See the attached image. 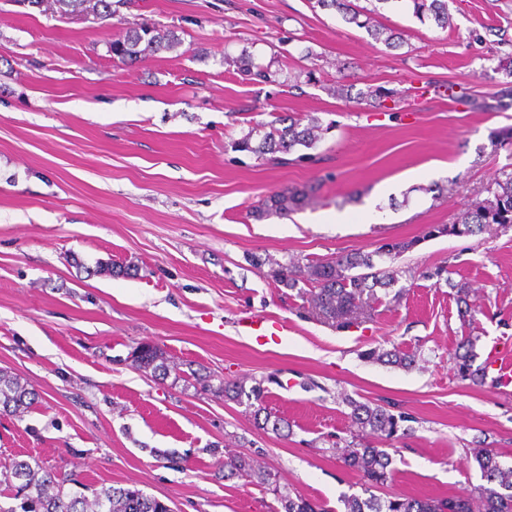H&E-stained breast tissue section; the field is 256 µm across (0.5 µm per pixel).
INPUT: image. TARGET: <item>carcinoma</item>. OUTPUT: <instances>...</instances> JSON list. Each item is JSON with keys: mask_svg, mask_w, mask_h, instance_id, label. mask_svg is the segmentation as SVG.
Masks as SVG:
<instances>
[{"mask_svg": "<svg viewBox=\"0 0 512 512\" xmlns=\"http://www.w3.org/2000/svg\"><path fill=\"white\" fill-rule=\"evenodd\" d=\"M31 7L46 3L58 7L60 13L76 17L91 16L105 22L112 18L117 4L131 0H20ZM419 18H431L437 26L448 27V0H402ZM319 7L334 9L351 23L360 11L352 0H317ZM180 44L174 31L149 22H142L126 30L125 34L109 43L112 57L123 64H132L140 58L159 51H171ZM272 120L261 122L235 143V149L278 161L280 155L289 154L299 147L313 149L323 131L320 119L311 116L307 123L275 112ZM487 197L467 209L451 224H430L426 237H466L490 234L500 228L512 226V173H504L492 180L485 189ZM309 193L302 190H279L266 196L255 211L259 219L270 215L286 216L302 207ZM413 241L391 240L371 252L354 251L331 260L302 269L299 262L271 263L270 276L286 288L296 289L308 296L312 312L323 323L345 329L357 317L365 314L367 299L376 295V289H388L398 282L394 272L379 266L383 260L395 263L413 248ZM456 290L462 317H474L475 307L470 303V290L462 283L445 279ZM464 353L456 354V373L462 380H476L479 372L474 367L477 353L472 341L462 345ZM370 359L390 364H409L411 355L395 347L389 351L371 350ZM134 366L155 378L170 373L168 358L158 347L144 344L133 354ZM218 390L224 397L253 408L255 420H263L262 427L281 430V420L271 419L263 407L264 389L256 383L250 389L237 383L219 381ZM350 408V419L357 426L351 440L339 438L332 443L336 458L358 473L363 480V498L356 494L343 497L344 512H512V464L501 460V453L493 448L474 449L475 460L485 484L473 495L450 499H420L406 495L380 498L373 490L387 484L392 477V458L384 448L373 444L376 438L391 440L397 436L399 422L404 417L393 414L386 407L371 402H358L344 398ZM38 403V395L20 378L0 369V412L18 415ZM224 469L231 476L248 482L253 480L270 487L280 503L282 512H317V506L299 494L280 491L273 485L272 475L257 472L248 457L229 455ZM3 497L16 501L8 507L0 504V512H173L168 504L138 488H92L83 482L43 466L39 461L14 457L0 466V487Z\"/></svg>", "mask_w": 512, "mask_h": 512, "instance_id": "carcinoma-1", "label": "carcinoma"}]
</instances>
